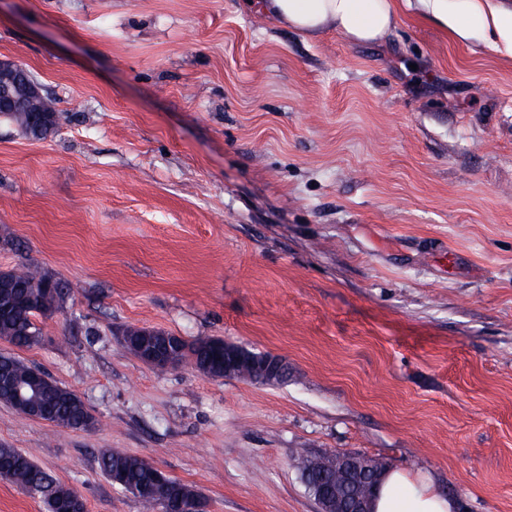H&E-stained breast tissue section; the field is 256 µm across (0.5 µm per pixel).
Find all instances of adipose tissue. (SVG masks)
<instances>
[{"mask_svg":"<svg viewBox=\"0 0 512 512\" xmlns=\"http://www.w3.org/2000/svg\"><path fill=\"white\" fill-rule=\"evenodd\" d=\"M275 25L316 38L328 30L351 42L386 39L402 11L411 10L435 23L459 44L482 41L501 57L512 59V7L503 0H255ZM454 500L441 495L432 481L411 479L401 470L387 471L374 501V512H455Z\"/></svg>","mask_w":512,"mask_h":512,"instance_id":"ef3b65f1","label":"adipose tissue"}]
</instances>
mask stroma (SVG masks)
<instances>
[{"label": "stroma", "instance_id": "35a3bbf8", "mask_svg": "<svg viewBox=\"0 0 512 512\" xmlns=\"http://www.w3.org/2000/svg\"><path fill=\"white\" fill-rule=\"evenodd\" d=\"M59 121L0 117V270L67 281L16 353L95 417L0 403V444L88 512L152 461L208 512H319L294 456L359 453L457 512H512V60L403 13L309 40L242 0H0V57ZM130 327L283 358L287 382L165 372Z\"/></svg>", "mask_w": 512, "mask_h": 512}]
</instances>
